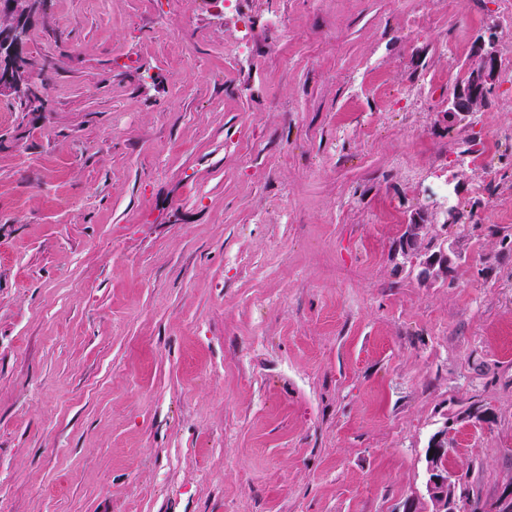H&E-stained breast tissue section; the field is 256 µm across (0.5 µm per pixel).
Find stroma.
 Returning <instances> with one entry per match:
<instances>
[{"label":"stroma","mask_w":512,"mask_h":512,"mask_svg":"<svg viewBox=\"0 0 512 512\" xmlns=\"http://www.w3.org/2000/svg\"><path fill=\"white\" fill-rule=\"evenodd\" d=\"M492 25L46 0V109L0 96V512H428L442 428L470 499L512 489V89L448 111ZM448 240L443 242L439 251L423 259L419 266L420 275L432 278H446L448 274Z\"/></svg>","instance_id":"obj_1"}]
</instances>
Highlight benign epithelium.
I'll list each match as a JSON object with an SVG mask.
<instances>
[{"mask_svg":"<svg viewBox=\"0 0 512 512\" xmlns=\"http://www.w3.org/2000/svg\"><path fill=\"white\" fill-rule=\"evenodd\" d=\"M24 68L10 60L0 61V95L13 96L20 86ZM473 74L469 81L461 84L448 99V111L473 113L480 110L489 90L495 86L500 74L496 37L485 33L480 36L471 65ZM420 274L432 278H445L448 274V242H443L439 251L423 259ZM434 449L426 461V497L433 512H461L460 500L448 495V484L461 483V476L448 469V457L453 448L448 438V427L437 431L430 441Z\"/></svg>","mask_w":512,"mask_h":512,"instance_id":"benign-epithelium-1","label":"benign epithelium"}]
</instances>
